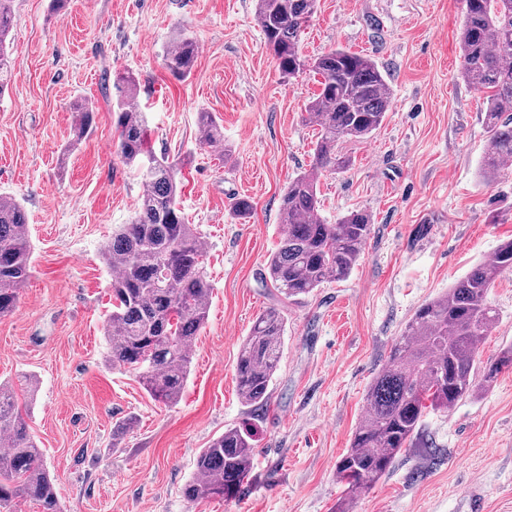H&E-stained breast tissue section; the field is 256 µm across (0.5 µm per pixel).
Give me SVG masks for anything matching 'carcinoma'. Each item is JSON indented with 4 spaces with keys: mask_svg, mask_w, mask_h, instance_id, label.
<instances>
[{
    "mask_svg": "<svg viewBox=\"0 0 512 512\" xmlns=\"http://www.w3.org/2000/svg\"><path fill=\"white\" fill-rule=\"evenodd\" d=\"M12 2L0 0V96L9 89L16 69L7 50ZM465 3L460 65L469 84L489 92L482 173L493 182L512 159V0ZM316 8L317 0H256L257 24L283 76L294 77L309 67L319 84L306 107L308 120L319 128L314 164L288 184L282 197L287 230L268 265L273 287L287 298L344 279L355 266L371 233V216L352 211L334 224L316 219L317 183L322 173L349 165V159L338 154V144L369 138L391 107L386 80L371 58L343 48L311 62L302 55L300 35ZM196 50L193 38L174 35L163 55L165 69L177 79L187 77ZM116 87L117 154L138 176L143 192L134 217L120 225L102 252L106 265L116 271L112 310L104 320L108 361L134 372L155 400L173 405L187 380L192 341L209 317L206 250L179 207L174 165L149 146L147 117L134 106L135 79L121 76ZM71 111L75 115L67 153L89 132L94 117L80 101ZM199 129L202 143L224 144V131L211 113H199ZM31 257L23 206L0 196V318L15 310L30 277ZM508 271L512 240L498 245L448 292L422 304L406 323L368 387L364 417L336 464L347 498L336 512H350L349 502L388 472L403 449L412 447L426 409L447 410L489 389L502 369L512 368V347L496 362L479 366V346L498 322L487 295ZM285 326L280 310L272 307L256 319L240 346L237 389L251 406L266 405L283 354ZM27 417L12 386L1 384L0 440L7 449L0 452V508L8 510L23 499L37 504L40 512H63L54 479L29 434ZM252 449L251 432L224 430L197 457L187 498L236 497L249 474Z\"/></svg>",
    "mask_w": 512,
    "mask_h": 512,
    "instance_id": "cac0c4a2",
    "label": "carcinoma"
}]
</instances>
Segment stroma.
<instances>
[{
  "label": "stroma",
  "instance_id": "stroma-1",
  "mask_svg": "<svg viewBox=\"0 0 512 512\" xmlns=\"http://www.w3.org/2000/svg\"><path fill=\"white\" fill-rule=\"evenodd\" d=\"M14 81L0 97V194L27 211L33 269L0 318V382L38 380L29 432L63 512H335L336 463L366 390L406 322L512 238V170L486 183L484 92L460 75L463 0H318L300 38L309 59L342 46L370 56L392 99L369 139L340 150L349 167L321 176L319 219L354 210L372 232L351 273L288 300L269 280L283 234L281 197L308 170L318 129L305 109L312 71L283 80L255 21V0H13ZM198 56L189 77L162 65L176 32ZM132 74L149 143L177 167L180 205L206 248L209 318L191 347L177 404L154 401L107 360L103 320L112 271L101 251L132 218L143 186L117 155V75ZM93 128L74 150V101ZM224 127L199 142L197 115ZM249 216L237 217V199ZM488 300L499 320L481 347L489 365L512 346V271ZM279 308L284 353L263 411L240 398L235 365L256 317ZM254 451L236 498L189 501L196 459L233 427ZM512 512V369L493 386L424 416L412 448L353 512Z\"/></svg>",
  "mask_w": 512,
  "mask_h": 512
}]
</instances>
